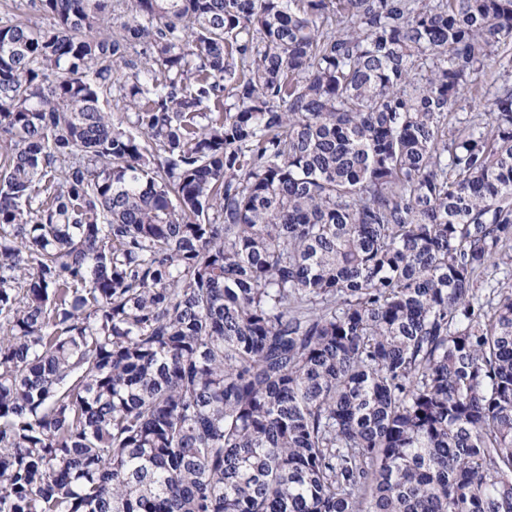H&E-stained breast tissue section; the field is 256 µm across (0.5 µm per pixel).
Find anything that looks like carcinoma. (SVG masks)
I'll return each instance as SVG.
<instances>
[{
	"label": "carcinoma",
	"mask_w": 512,
	"mask_h": 512,
	"mask_svg": "<svg viewBox=\"0 0 512 512\" xmlns=\"http://www.w3.org/2000/svg\"><path fill=\"white\" fill-rule=\"evenodd\" d=\"M41 2L0 512H512V0Z\"/></svg>",
	"instance_id": "1"
}]
</instances>
